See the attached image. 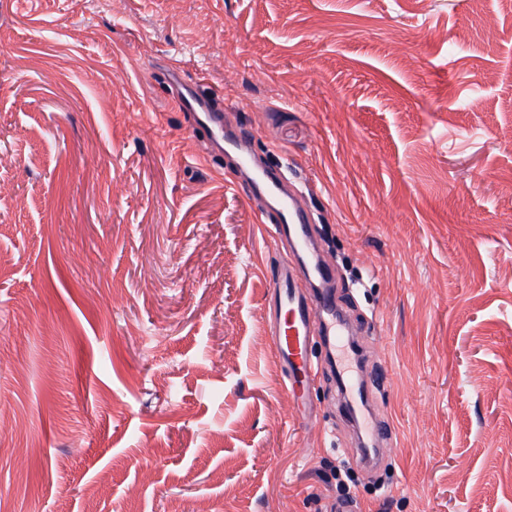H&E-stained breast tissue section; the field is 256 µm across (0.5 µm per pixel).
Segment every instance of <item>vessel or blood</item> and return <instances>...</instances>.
<instances>
[{
	"label": "vessel or blood",
	"instance_id": "vessel-or-blood-1",
	"mask_svg": "<svg viewBox=\"0 0 512 512\" xmlns=\"http://www.w3.org/2000/svg\"><path fill=\"white\" fill-rule=\"evenodd\" d=\"M213 94L199 88L182 92L177 106L194 123L192 133L201 136L219 152L234 155L239 171L252 183L254 191L266 197L265 215L275 234L288 241L292 252L306 249L310 243V220L297 191L280 176L267 169L251 154L243 133L225 129L221 112L214 106ZM313 277L320 282L317 294H307L291 260L268 270V296L273 306L271 334L275 355L293 399H303L311 379L322 366L309 352L313 334L335 342L344 330L336 322V299L331 289L334 272L326 264H316Z\"/></svg>",
	"mask_w": 512,
	"mask_h": 512
}]
</instances>
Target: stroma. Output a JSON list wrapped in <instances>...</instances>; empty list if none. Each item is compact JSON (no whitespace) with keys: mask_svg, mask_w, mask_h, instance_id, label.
Instances as JSON below:
<instances>
[{"mask_svg":"<svg viewBox=\"0 0 512 512\" xmlns=\"http://www.w3.org/2000/svg\"><path fill=\"white\" fill-rule=\"evenodd\" d=\"M171 66L302 191L380 471ZM0 257V512H512V0H0ZM273 306L271 335L275 355L279 359L288 393L294 400H303L311 379L324 367L314 361L309 352L313 330L335 344L336 336H345L336 323V299L331 288H321L309 295L297 277L292 260L288 258L266 276Z\"/></svg>","mask_w":512,"mask_h":512,"instance_id":"35a3bbf8","label":"stroma"}]
</instances>
